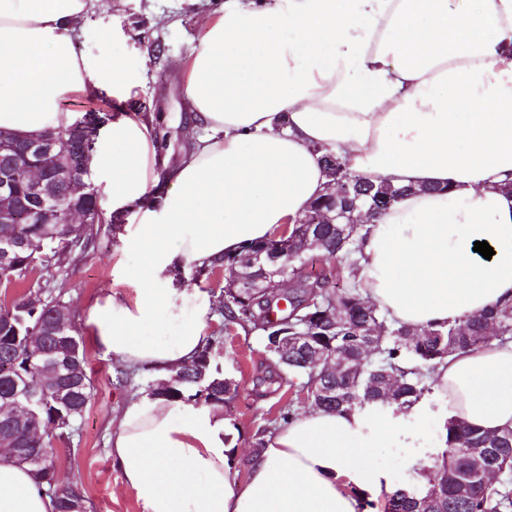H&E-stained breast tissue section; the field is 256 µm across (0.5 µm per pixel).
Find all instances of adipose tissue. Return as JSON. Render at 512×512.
I'll use <instances>...</instances> for the list:
<instances>
[{
  "instance_id": "adipose-tissue-1",
  "label": "adipose tissue",
  "mask_w": 512,
  "mask_h": 512,
  "mask_svg": "<svg viewBox=\"0 0 512 512\" xmlns=\"http://www.w3.org/2000/svg\"><path fill=\"white\" fill-rule=\"evenodd\" d=\"M98 2L0 0V128L68 127L65 96L130 87L120 65L73 49ZM185 71L194 135L177 163L130 115L100 129L91 163L113 211L138 217L119 233L139 254L118 271L135 297L109 293L87 318L118 365L164 380L197 356L206 336L185 315L211 300L177 273L287 233L326 191V149L363 179L415 188L358 242L357 285L390 322L430 328L512 304V0H229ZM152 321L174 335H139ZM431 383L442 418L512 430V341L449 356ZM430 411L298 414L249 455L242 485L218 410L133 395L112 462L141 512H371L389 487L374 449L413 447L406 423ZM0 512H55L4 452Z\"/></svg>"
}]
</instances>
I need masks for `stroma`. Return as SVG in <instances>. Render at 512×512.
I'll return each mask as SVG.
<instances>
[{
    "label": "stroma",
    "mask_w": 512,
    "mask_h": 512,
    "mask_svg": "<svg viewBox=\"0 0 512 512\" xmlns=\"http://www.w3.org/2000/svg\"><path fill=\"white\" fill-rule=\"evenodd\" d=\"M209 20L207 9L188 7L179 0H101L74 39L76 52L92 65L115 60L137 76L138 82L129 93L111 97L110 102L117 111L130 115L135 114L139 102H150L163 117L152 133L174 158L190 142L183 65L198 46ZM91 234L94 249L55 277L56 290L71 301L80 324L85 323L89 308L106 293L115 291L128 298L135 295L134 284L113 279L116 269L135 262V254L123 247L117 236L108 234L106 226L93 225ZM200 320L206 335L223 334L224 347L215 353L214 362L238 385L236 395L225 401L220 413L235 452L238 479L243 482L256 438L269 437L275 431L281 408L290 404L303 413L308 405L295 377L286 374L278 383H264L270 357L256 332L237 325L225 327L214 308ZM84 344L93 396L77 423L72 443H53L59 476L83 486L88 512H141L112 463L110 445L112 424L132 394L133 385L118 383V365L110 354L92 339H85ZM441 427L437 414H430L412 425L419 447L376 449L372 462L385 472L390 487L418 481L423 464L440 445Z\"/></svg>",
    "instance_id": "obj_1"
}]
</instances>
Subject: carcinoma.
<instances>
[{
  "instance_id": "1",
  "label": "carcinoma",
  "mask_w": 512,
  "mask_h": 512,
  "mask_svg": "<svg viewBox=\"0 0 512 512\" xmlns=\"http://www.w3.org/2000/svg\"><path fill=\"white\" fill-rule=\"evenodd\" d=\"M352 197L369 203L377 194L397 199L410 188L369 182L351 176ZM11 229L31 240L37 250H20L10 270L0 268V278L12 275L25 278L31 273L50 280L54 272L71 264L87 248L90 238L84 224H0V231ZM324 243L322 255L334 263L336 278L344 288H323L304 274L301 262H293L288 286L257 298L244 297L220 305L226 324L260 332L267 351L277 332L288 328L304 329L328 354L343 360H365L354 374L329 375L308 363L307 352L300 349L288 355V373L301 379V388L322 386L323 401L312 408L341 411L370 404L409 407L427 391L425 380L431 370L448 356L482 347L497 330L502 341L512 339V305L494 307L448 326L418 330L397 326L364 298L355 285L358 265L356 238L343 243L338 224H320ZM288 298V310L271 323L269 301ZM336 302V321L311 316ZM67 322L45 342L37 344L33 334L57 323L61 313ZM224 344L223 337L212 336L197 357L168 378L169 385L159 388L147 383L145 393L171 402L218 407L224 394L237 391L224 382L213 352ZM81 366V388L69 402L59 400L51 378L44 374L45 362H63L70 355ZM10 367V377H0V404L14 398H32L23 417L0 415V438L7 451L26 467L35 480L46 485L54 497L56 512H68L73 500H85V491L77 483L52 484L35 473L32 462L42 455L56 457L50 444L49 429L60 439L70 438L77 421L92 397L88 376V358L70 303L62 293L48 288L28 291L5 304L0 303V368ZM446 448L442 466L427 474V483L410 490L398 488L386 495L384 512H512V430L483 431L462 422L443 425Z\"/></svg>"
}]
</instances>
